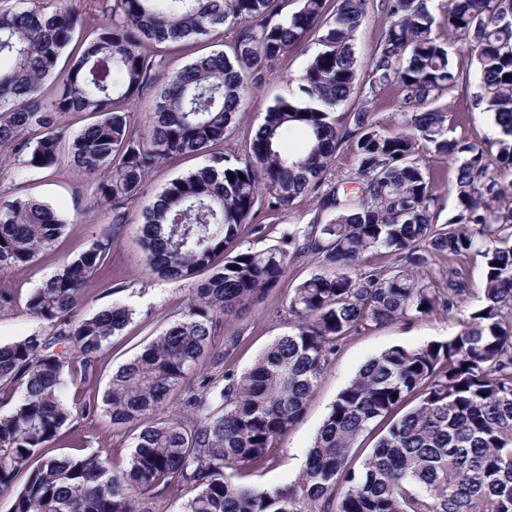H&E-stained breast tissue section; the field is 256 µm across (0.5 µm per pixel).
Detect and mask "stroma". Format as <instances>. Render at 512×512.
I'll return each instance as SVG.
<instances>
[{
  "mask_svg": "<svg viewBox=\"0 0 512 512\" xmlns=\"http://www.w3.org/2000/svg\"><path fill=\"white\" fill-rule=\"evenodd\" d=\"M316 50L315 42L309 40L271 64L262 85L247 96L234 132L226 136L220 147L226 160L233 161L242 156L246 140L263 123L268 106L276 99L292 101L300 98L298 77ZM476 88V83H469L445 95L442 102L446 104L457 132L466 133L484 145L488 140L496 139L497 130L489 115L471 109ZM209 162L206 155L178 156L154 171L131 206V223L119 229L109 257L89 282V302L81 308V315L120 304L130 308L133 316L123 333L113 337L102 353L96 376L84 386L87 397L101 399L113 371L159 336L184 309L192 292V282H172L151 272L139 243L138 220L144 208L168 183ZM16 197L50 205L67 220L68 226L51 250L26 265L0 272V290H9L15 297L14 306L0 312L1 345L19 340L36 329V322L25 311L28 296L61 265L86 249L93 238L109 229L107 214L82 172L66 166L35 168L0 149V198ZM316 208V197L312 194L298 199L293 208L285 212L261 205L244 229L238 250L261 252L273 247L287 248L289 240L301 236L312 222ZM463 264L471 279V293L460 310L449 315L435 313L412 323H392L349 338L338 348L320 376L313 396L297 423L281 439L274 459L233 470V482L260 487L293 483L303 471L308 451L337 395L368 360L394 346L414 349L445 342L455 336L461 320L483 303L482 257L474 253L466 255ZM319 270L315 257H298L262 302L242 315L224 317L213 336L214 353L222 354L224 361L216 367L211 356L204 357L197 375L190 381L191 386H198L203 376L219 374L223 369L237 374L249 369L270 343L288 332L293 322L288 297L299 283ZM75 444L100 455L116 472L126 467L132 452L131 434L114 433L111 421L100 411L77 419L56 441L54 449L60 454Z\"/></svg>",
  "mask_w": 512,
  "mask_h": 512,
  "instance_id": "35a3bbf8",
  "label": "stroma"
}]
</instances>
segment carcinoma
<instances>
[{
    "label": "carcinoma",
    "mask_w": 512,
    "mask_h": 512,
    "mask_svg": "<svg viewBox=\"0 0 512 512\" xmlns=\"http://www.w3.org/2000/svg\"><path fill=\"white\" fill-rule=\"evenodd\" d=\"M10 2L0 0V147L31 166L83 172L114 229L128 223L145 179L164 161L211 154L210 165L170 183L143 210L140 240L165 279L212 270L180 317L112 374L103 412L114 428L137 429L119 474L82 448L50 453L73 420L97 410L78 389L62 397L63 372L82 384L95 377L100 354L132 318L118 305L76 317L112 235L95 238L29 295L26 310L42 329L0 345V404L14 403L0 415V493L26 474L12 512H152L150 499L172 485L186 490L180 512H512V0H446V39L436 32L434 0H381L386 24L363 77L354 36L367 0H338L330 18L328 0H299L283 21L274 20L279 0H89L106 15L100 25L84 22L70 0H23L22 9ZM226 30L224 49L175 72L155 52ZM314 34L318 51L300 77L304 100H276L244 157L226 162L213 148L236 127L247 92ZM451 39L466 46L479 74L472 108L493 115L494 155L451 135L440 101L469 81L449 58ZM66 50V76L46 100L43 83ZM152 84L157 93L138 133L129 112ZM360 85L370 101L392 93L394 126L380 125L365 105L342 125L332 120ZM71 112L89 122L64 139ZM297 129L307 134L305 148L282 151ZM343 149L356 164L352 177L320 191ZM426 152L455 165L457 206L444 224ZM264 192L282 211L316 192L317 216L290 253L225 254ZM65 229L47 204L0 200V271L51 249ZM379 249L394 266L369 262ZM473 251L485 260V304L456 336L370 359L333 403L294 483L229 481L226 469L271 458L340 342L459 310L470 279L454 262ZM305 253L319 256L323 271L294 289L288 333L241 375L224 373L219 405L193 394L187 417H159L197 371L215 325L264 299L290 256ZM411 399L417 404L354 464L358 438Z\"/></svg>",
    "instance_id": "cac0c4a2"
}]
</instances>
